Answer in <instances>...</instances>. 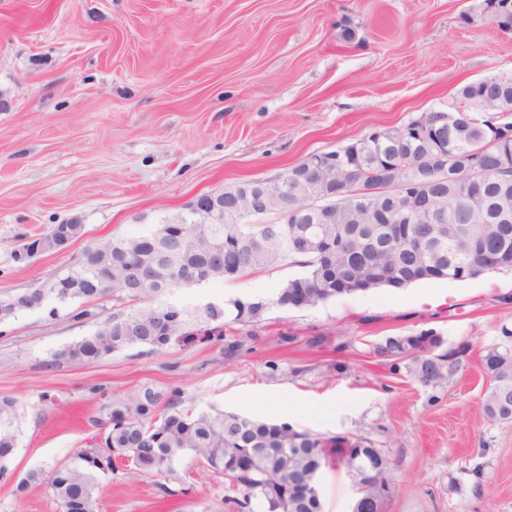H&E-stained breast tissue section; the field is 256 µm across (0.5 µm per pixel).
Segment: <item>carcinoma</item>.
<instances>
[{"instance_id":"cac0c4a2","label":"carcinoma","mask_w":512,"mask_h":512,"mask_svg":"<svg viewBox=\"0 0 512 512\" xmlns=\"http://www.w3.org/2000/svg\"><path fill=\"white\" fill-rule=\"evenodd\" d=\"M482 0L480 16L497 29L512 33V4ZM456 103L498 111L482 122L468 118L438 142L427 128L437 113L424 112L400 128L387 129L383 139H357L332 151L336 155V184L342 192L333 203L331 224L319 223L315 209H305L302 198H288V209L298 211L294 224H266L244 214L237 224H201L196 236L180 247L163 243L171 238L169 224H158L138 236L110 241L112 263L103 253L88 249L83 264L60 270L59 287L51 297L59 301L83 300L97 305L105 296L120 309L104 331L74 342L56 353L55 359L91 365L104 357L131 347L161 349L181 341L190 321H230L243 326L260 321L268 307L265 300L235 298L224 305L208 304L202 316L160 302L167 292L179 287L187 271L209 267L224 258V269L214 281L235 280L270 270L285 263L303 269L300 276L283 283L276 304L288 305V296L300 291L316 305L337 296L381 287L402 288L430 280L476 277L484 272L512 271V77L492 74L463 83L453 94ZM453 153L454 163L442 172L433 168L421 188L433 204H444L464 224L457 264L441 273L439 250L449 243L434 242L435 225L426 216L414 224L400 221L403 202L388 182L384 190L369 193L379 182L384 165L396 168L395 181L412 177L417 161ZM489 170L492 175L475 185L470 173ZM321 229L328 253L303 251L293 246L300 230ZM99 279L104 287L94 294L83 287L85 280ZM48 297L32 288L0 296V320L43 307ZM507 343L492 346L483 362L492 381L482 403L490 421L512 419V331L504 330ZM464 340L448 353L442 337L432 332L388 337L373 346V353L391 366L408 360L416 381L429 388L449 383L463 367L468 350ZM108 421H94L105 429L106 447L91 443L74 453L70 461L49 472L33 469L16 485L22 494L42 486L48 497L64 512H97L98 475L119 470L132 476L175 474L174 463L190 454L202 467L224 475V503L233 512H324L321 493L298 492L303 476L314 468L341 465L347 468L359 440L336 436L325 438L218 409L194 412L182 407L174 390L146 387L121 401L106 406ZM19 406L13 399L0 400V478L8 476L11 456L17 446ZM256 453L253 472L237 469L241 450ZM368 482L364 494L385 500L389 496L388 460Z\"/></svg>"}]
</instances>
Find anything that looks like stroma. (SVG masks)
<instances>
[{
    "label": "stroma",
    "mask_w": 512,
    "mask_h": 512,
    "mask_svg": "<svg viewBox=\"0 0 512 512\" xmlns=\"http://www.w3.org/2000/svg\"><path fill=\"white\" fill-rule=\"evenodd\" d=\"M480 0H0V295L33 288L93 244L154 229L196 197L270 180L372 128L447 108L465 80L512 75V33L459 15ZM82 225L62 252L16 261L23 238ZM300 268L166 294L196 311L250 291L271 305L223 339L133 347L90 366L54 363L90 335L83 302L0 323V398L16 399L17 477L72 458L106 404L143 387L327 438H361L390 463L382 512H512V421L482 411V357L512 330V272L343 295L313 307L275 299ZM431 331L468 341L465 368L440 389L370 344ZM161 495L153 476L100 479L98 512H228L222 475L183 457ZM0 512H59L43 488ZM325 512H350L344 470L324 468Z\"/></svg>",
    "instance_id": "stroma-1"
}]
</instances>
